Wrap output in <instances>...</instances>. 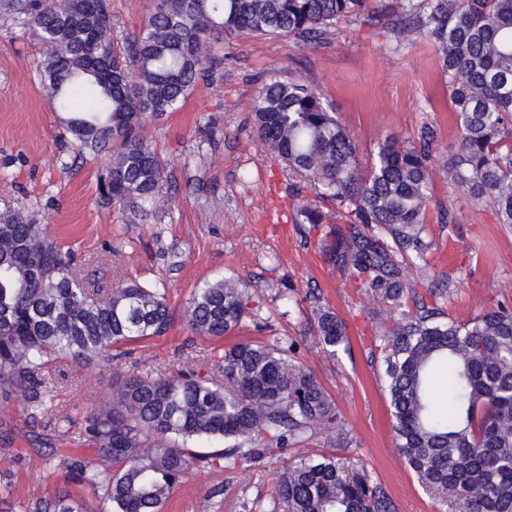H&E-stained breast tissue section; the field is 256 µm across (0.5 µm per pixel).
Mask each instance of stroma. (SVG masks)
<instances>
[{"label": "stroma", "mask_w": 512, "mask_h": 512, "mask_svg": "<svg viewBox=\"0 0 512 512\" xmlns=\"http://www.w3.org/2000/svg\"><path fill=\"white\" fill-rule=\"evenodd\" d=\"M116 40L137 33L154 0H111ZM214 76L182 106L148 120L140 131L167 165L174 203L143 223L98 199L109 153H79L40 88L42 47L12 18L0 16V213L22 210L49 236L74 250L87 272L114 286L130 278L163 285L172 315L169 332L129 346L126 357L76 367L54 390L51 407L31 414L23 400H0V512H18L34 497L68 493L87 512H108L102 490L72 483L60 449L76 447L85 417L112 393L114 380L136 372L193 371L207 375L224 349L252 340L291 346L334 399L347 434L338 442L317 434L272 448L258 463L232 468L202 462L217 442L195 443L200 459L162 512H271L276 479L290 459L334 452L364 465L392 497L397 512H445L405 465L391 428L387 393L377 372L376 321L385 305L351 287L318 248L320 231L294 221L309 185L265 150L251 105L273 75L308 85L331 103L357 138L367 167L380 141L408 143L434 127L436 203L451 224L429 215L425 239L436 260L422 277L449 273L455 285L444 306L465 322L494 303L512 304V227L496 223L489 206L452 188L438 165L458 146L448 82L433 48L397 40L385 25L360 18L339 24L316 43L285 37L227 38ZM111 264H103L106 250ZM228 275L249 287L250 314L236 333L218 339L188 328L187 303L204 282ZM329 305L347 325L349 345L329 360L318 354L306 321ZM71 420L63 427L59 417Z\"/></svg>", "instance_id": "35a3bbf8"}]
</instances>
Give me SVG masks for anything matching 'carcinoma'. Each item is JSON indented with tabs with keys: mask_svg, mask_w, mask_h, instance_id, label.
Here are the masks:
<instances>
[{
	"mask_svg": "<svg viewBox=\"0 0 512 512\" xmlns=\"http://www.w3.org/2000/svg\"><path fill=\"white\" fill-rule=\"evenodd\" d=\"M0 9L43 48L40 85L81 152L118 145L98 184L100 198L144 217L162 202L166 164L137 135L145 120L176 110L208 78L219 35L320 39L365 12L394 35L424 40L448 77L462 131L443 161L448 184L488 203L512 225V0H156L140 32L112 38L109 0H0ZM264 148L314 185L295 223L325 226L321 250L343 278L383 302L379 359L396 447L419 486L455 512H512V306L499 302L467 322L445 313L453 277L437 288L411 277L430 267L423 232L435 194L436 131L409 145H378L371 167L357 139L306 85L274 76L252 104ZM342 208L330 219L321 204ZM248 286L226 276L195 289L188 327L219 339L245 323ZM320 352L348 343L325 305L308 317ZM171 315L160 289L136 280L112 288L91 278L28 214H0V399L39 411L75 365L165 335ZM211 375L133 374L85 419L89 452L68 451V472L100 487L112 512H162L199 459L255 463L323 433L342 438L336 404L293 347L243 341L213 360ZM448 399L436 402L439 370ZM222 439L201 457L187 448ZM24 512H83L70 494L29 501ZM271 512H396L369 472L334 453L301 456L279 475Z\"/></svg>",
	"mask_w": 512,
	"mask_h": 512,
	"instance_id": "obj_1",
	"label": "carcinoma"
}]
</instances>
